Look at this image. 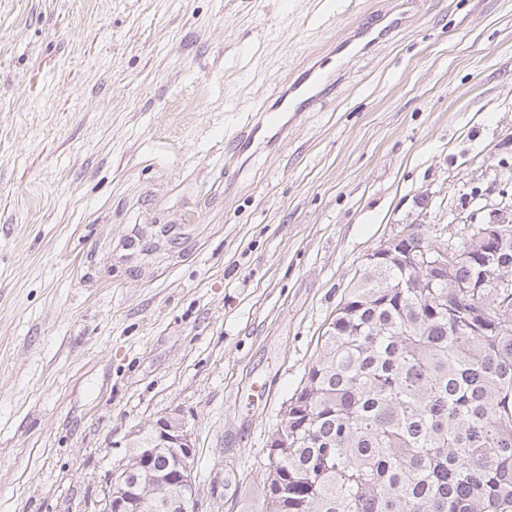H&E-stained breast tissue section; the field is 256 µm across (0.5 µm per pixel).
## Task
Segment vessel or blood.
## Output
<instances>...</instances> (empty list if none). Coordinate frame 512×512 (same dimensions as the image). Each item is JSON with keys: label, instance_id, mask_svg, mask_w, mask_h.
I'll list each match as a JSON object with an SVG mask.
<instances>
[{"label": "vessel or blood", "instance_id": "obj_1", "mask_svg": "<svg viewBox=\"0 0 512 512\" xmlns=\"http://www.w3.org/2000/svg\"><path fill=\"white\" fill-rule=\"evenodd\" d=\"M397 19H390L381 29L355 27L337 43L336 47L324 54L318 62L302 71L288 82L283 95L266 105L259 113L248 120L226 141L225 151L234 158L253 154L272 146L288 130L292 119L302 113L316 109L325 96V90L343 76L346 63L353 56L358 44L373 48L387 38L389 30L395 29Z\"/></svg>", "mask_w": 512, "mask_h": 512}]
</instances>
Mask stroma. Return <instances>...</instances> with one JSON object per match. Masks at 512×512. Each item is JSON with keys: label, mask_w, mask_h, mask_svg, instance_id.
<instances>
[{"label": "stroma", "mask_w": 512, "mask_h": 512, "mask_svg": "<svg viewBox=\"0 0 512 512\" xmlns=\"http://www.w3.org/2000/svg\"><path fill=\"white\" fill-rule=\"evenodd\" d=\"M379 8L0 0V512H101L172 415L201 512H260L269 438L366 255L512 189V0H425L225 168ZM402 18L390 19L387 29L355 27L336 44V48L324 54L318 62L288 81L286 92L276 101L262 108L255 117L241 126L226 141L225 152L235 160L246 154H254L262 148L272 147L288 131L291 119L304 112H311L322 102L326 88L342 78L345 64L353 57L352 49L360 41L363 48L371 49L387 38Z\"/></svg>", "instance_id": "1"}]
</instances>
